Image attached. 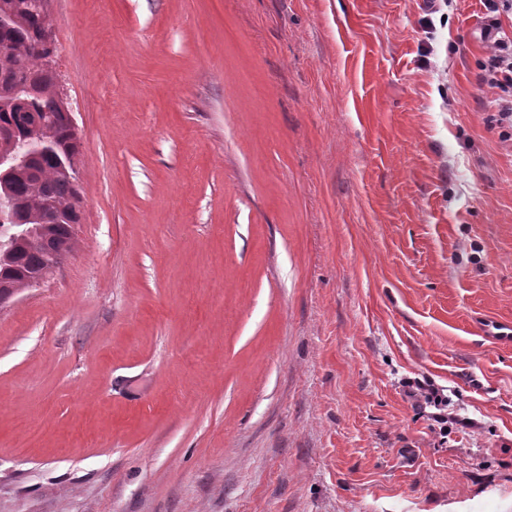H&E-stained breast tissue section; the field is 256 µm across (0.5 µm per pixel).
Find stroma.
<instances>
[{
  "label": "stroma",
  "mask_w": 512,
  "mask_h": 512,
  "mask_svg": "<svg viewBox=\"0 0 512 512\" xmlns=\"http://www.w3.org/2000/svg\"><path fill=\"white\" fill-rule=\"evenodd\" d=\"M493 19L49 0L82 220L0 305V512H512V348L474 328L512 320ZM407 386L412 388L407 392L408 396L412 398L415 405L420 410L423 409L424 412L427 406L433 405L438 409H441V406H448V399L441 397L429 383L423 384L418 381L408 382Z\"/></svg>",
  "instance_id": "35a3bbf8"
}]
</instances>
